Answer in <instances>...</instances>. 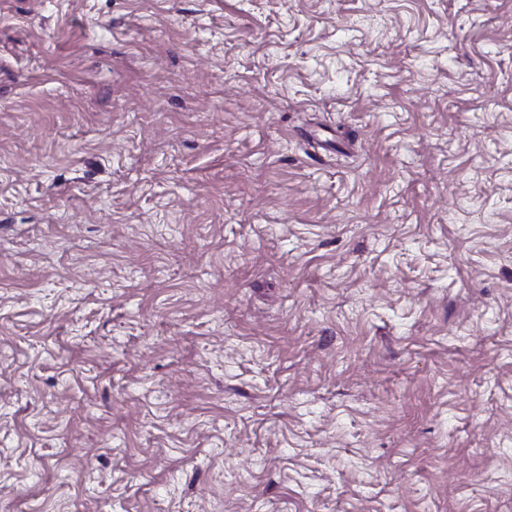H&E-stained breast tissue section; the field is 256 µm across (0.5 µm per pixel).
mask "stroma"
<instances>
[{
	"mask_svg": "<svg viewBox=\"0 0 512 512\" xmlns=\"http://www.w3.org/2000/svg\"><path fill=\"white\" fill-rule=\"evenodd\" d=\"M0 512H512V0H0Z\"/></svg>",
	"mask_w": 512,
	"mask_h": 512,
	"instance_id": "stroma-1",
	"label": "stroma"
}]
</instances>
